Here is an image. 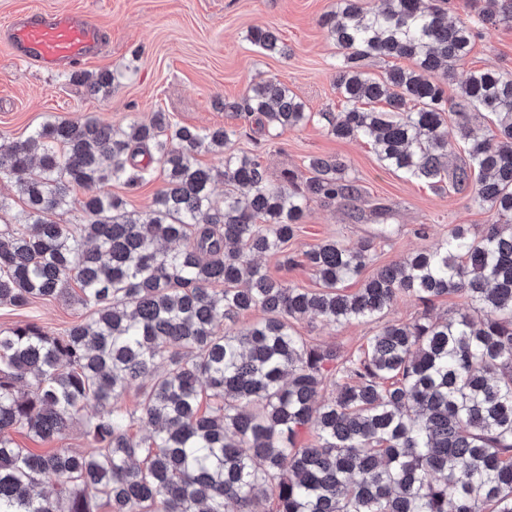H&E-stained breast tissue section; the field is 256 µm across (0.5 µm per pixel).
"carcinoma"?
<instances>
[{
    "instance_id": "carcinoma-1",
    "label": "carcinoma",
    "mask_w": 512,
    "mask_h": 512,
    "mask_svg": "<svg viewBox=\"0 0 512 512\" xmlns=\"http://www.w3.org/2000/svg\"><path fill=\"white\" fill-rule=\"evenodd\" d=\"M478 13L512 24V0ZM476 22V23H478ZM476 23L438 0H336L322 25L340 50L339 112H324L339 139L370 138L378 160L432 185L453 148L447 79L470 54ZM250 41L287 55L279 35ZM370 58H409L378 78ZM118 73L75 80L109 93ZM460 101L491 115L486 137L459 122L466 160L452 185L494 221L479 234L457 225L442 243L380 268L348 292L372 243L325 241L303 253L320 288H291L254 256L281 251L314 199L359 195L338 159L311 156L301 179L270 182L235 132L171 122L164 112L119 130L95 118L50 121L0 142V181L24 208L0 230V306L24 307L79 287L88 318L57 334L35 322L0 330V512H512V75L467 73ZM232 112L265 132L311 120L306 104L274 79L252 82ZM207 146L224 170L197 163ZM147 157V162L138 157ZM38 163L42 175L27 172ZM163 175L146 215L109 184L135 188ZM224 180L222 205L212 184ZM82 186V224L44 214ZM402 295L424 306L391 320L358 352L341 356L295 330L305 315L345 324L390 314ZM456 295L469 310L435 318L434 300ZM259 310L261 320L223 330L221 320ZM139 390L129 408L123 396ZM332 389L335 396L324 399ZM89 449L43 453L12 434L60 438L88 402ZM145 423L151 432L131 433ZM316 440L299 442L303 429ZM52 482L54 491L40 487Z\"/></svg>"
}]
</instances>
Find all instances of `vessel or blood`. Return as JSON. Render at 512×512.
Segmentation results:
<instances>
[{"mask_svg": "<svg viewBox=\"0 0 512 512\" xmlns=\"http://www.w3.org/2000/svg\"><path fill=\"white\" fill-rule=\"evenodd\" d=\"M1 40L8 43L14 57L45 70L60 71L95 57L104 34L81 14L36 11L0 28Z\"/></svg>", "mask_w": 512, "mask_h": 512, "instance_id": "vessel-or-blood-1", "label": "vessel or blood"}]
</instances>
